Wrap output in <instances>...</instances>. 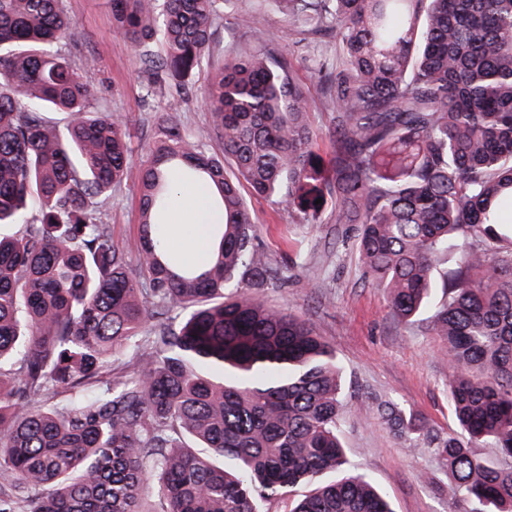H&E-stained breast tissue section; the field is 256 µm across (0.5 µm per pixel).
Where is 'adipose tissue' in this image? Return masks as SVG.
Masks as SVG:
<instances>
[{"instance_id":"adipose-tissue-1","label":"adipose tissue","mask_w":512,"mask_h":512,"mask_svg":"<svg viewBox=\"0 0 512 512\" xmlns=\"http://www.w3.org/2000/svg\"><path fill=\"white\" fill-rule=\"evenodd\" d=\"M214 220L201 191L195 187L185 188L181 210L167 225L168 236L178 243L185 259L203 263L211 248L210 225Z\"/></svg>"}]
</instances>
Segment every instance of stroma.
I'll return each mask as SVG.
<instances>
[{
	"instance_id": "stroma-1",
	"label": "stroma",
	"mask_w": 512,
	"mask_h": 512,
	"mask_svg": "<svg viewBox=\"0 0 512 512\" xmlns=\"http://www.w3.org/2000/svg\"><path fill=\"white\" fill-rule=\"evenodd\" d=\"M79 31L77 51L93 56L92 79L102 111L123 121L129 144L126 180L102 200L100 217L112 227L114 241L134 250L139 224V181L142 164L160 136V122L171 119L207 152L223 155L224 146L209 134V112L201 97L203 74L191 91L150 89L131 44L113 30L109 0H65ZM260 7L266 34L287 55L296 81L310 89L308 122L329 151L332 115L321 104L311 68L313 53L335 57L336 43L316 51L299 43L298 25L278 0H224V15L213 36L209 61L220 66L229 51L256 44L252 33L237 27L236 16ZM256 222L258 243L274 266L288 277L262 293L271 305L307 319L330 345L342 366L345 394L341 440L360 474L387 497L393 512H449L440 488L448 476L430 448L394 435L374 408L375 399L396 403L425 417L441 435L455 431L448 406V362L441 339L422 323L396 322L384 289L373 286L355 246L354 227L322 220L300 224L276 199L247 198Z\"/></svg>"
}]
</instances>
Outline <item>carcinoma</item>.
I'll list each match as a JSON object with an SVG mask.
<instances>
[{
    "label": "carcinoma",
    "mask_w": 512,
    "mask_h": 512,
    "mask_svg": "<svg viewBox=\"0 0 512 512\" xmlns=\"http://www.w3.org/2000/svg\"><path fill=\"white\" fill-rule=\"evenodd\" d=\"M280 2L306 44L340 49L313 64L334 113L332 173L288 57L230 53L204 86L224 157L165 121L133 263L97 209L129 150L123 122L97 108L95 59H71L64 0H0V512H144L146 494L151 512H262L326 474L290 512H392L343 447L334 349L255 295L283 277L245 186L298 224L328 209L358 225L393 318L445 341L459 432L377 410L433 449L451 509L512 512V0ZM221 4L112 0L113 27L154 82L185 86ZM236 25L262 34L256 11ZM49 112L67 115L65 133ZM185 173L224 217L202 267L173 263L157 223ZM126 348L139 369L116 376Z\"/></svg>",
    "instance_id": "obj_1"
}]
</instances>
